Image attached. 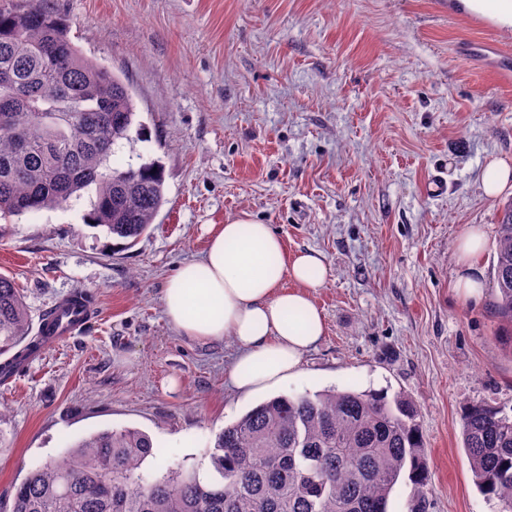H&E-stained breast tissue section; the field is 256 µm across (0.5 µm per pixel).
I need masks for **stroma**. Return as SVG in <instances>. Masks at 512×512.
Wrapping results in <instances>:
<instances>
[{
    "label": "stroma",
    "mask_w": 512,
    "mask_h": 512,
    "mask_svg": "<svg viewBox=\"0 0 512 512\" xmlns=\"http://www.w3.org/2000/svg\"><path fill=\"white\" fill-rule=\"evenodd\" d=\"M77 46L131 87L145 130L115 164L155 159L166 203L134 244L91 227L95 197L0 231V273L32 318L78 290L95 315L0 384V512L14 484L89 433L132 427L156 450L145 472L203 461L217 435L273 394L405 393L420 407L430 490L401 477L388 512H497L462 448L467 403L512 406V345L493 309L457 298L456 245L494 228L512 195L486 197L488 160L512 161V82L459 53L512 34L448 0H58ZM288 254L328 272L314 298L326 331L277 391L236 392L231 338L180 335L161 290L241 213Z\"/></svg>",
    "instance_id": "35a3bbf8"
}]
</instances>
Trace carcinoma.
<instances>
[{
    "mask_svg": "<svg viewBox=\"0 0 512 512\" xmlns=\"http://www.w3.org/2000/svg\"><path fill=\"white\" fill-rule=\"evenodd\" d=\"M128 85L86 58L57 0H0V219L55 209L95 187L88 223L129 243L165 203L161 165L112 157L133 141ZM497 317L512 329V204L495 225ZM14 280L0 275V381L40 349ZM419 411L403 393L328 389L279 395L224 426L209 466L142 465L135 428L92 432L29 470L11 512H388L400 476L429 490ZM462 444L478 490L512 512V409L467 403Z\"/></svg>",
    "mask_w": 512,
    "mask_h": 512,
    "instance_id": "1",
    "label": "carcinoma"
}]
</instances>
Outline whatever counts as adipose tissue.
<instances>
[{
  "mask_svg": "<svg viewBox=\"0 0 512 512\" xmlns=\"http://www.w3.org/2000/svg\"><path fill=\"white\" fill-rule=\"evenodd\" d=\"M483 242V230L473 226L458 244L461 272L454 289L468 301L484 293ZM326 272L320 253L287 255L270 225L244 213L212 231L203 257L177 268L162 290V308L181 335L231 338L238 353L228 378L237 391L253 395L297 375L305 354L324 336L314 294Z\"/></svg>",
  "mask_w": 512,
  "mask_h": 512,
  "instance_id": "obj_1",
  "label": "adipose tissue"
}]
</instances>
